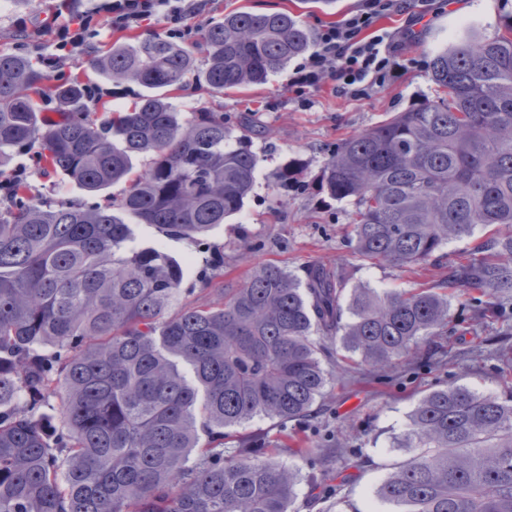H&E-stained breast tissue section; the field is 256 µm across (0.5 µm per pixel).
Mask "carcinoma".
I'll use <instances>...</instances> for the list:
<instances>
[{
    "label": "carcinoma",
    "mask_w": 512,
    "mask_h": 512,
    "mask_svg": "<svg viewBox=\"0 0 512 512\" xmlns=\"http://www.w3.org/2000/svg\"><path fill=\"white\" fill-rule=\"evenodd\" d=\"M288 11L246 8L192 43L159 36L112 45L93 71L135 83L134 107L98 118L96 92L55 87L58 119L25 94L48 76L0 52V512H288L294 469L224 440L256 417L298 421L329 382L334 339L382 369L446 336L450 297L471 318L504 321L512 299V19L493 38L463 28L431 58L436 99L336 142L320 188L355 204V254L415 268L452 240L474 241L437 286L379 293L314 266L300 278L264 264L206 304L180 302L182 264L133 244L130 225L198 239L239 214L257 156L230 139L224 113L187 117L167 95L187 76L221 92L261 85L309 52ZM204 54L206 65H196ZM40 142V174L89 193L120 182L116 204L28 193L13 158ZM144 170L128 180L133 160ZM300 166L278 169L288 186ZM350 320H343L344 312ZM59 398L60 425L40 410ZM414 453L384 481L402 512H512V391L451 385L424 394L402 444Z\"/></svg>",
    "instance_id": "carcinoma-1"
}]
</instances>
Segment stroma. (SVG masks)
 Returning a JSON list of instances; mask_svg holds the SVG:
<instances>
[{"instance_id":"obj_1","label":"stroma","mask_w":512,"mask_h":512,"mask_svg":"<svg viewBox=\"0 0 512 512\" xmlns=\"http://www.w3.org/2000/svg\"><path fill=\"white\" fill-rule=\"evenodd\" d=\"M357 4L358 0H209L205 11L192 17L190 24L199 29L239 8H273L300 15L313 30L340 20ZM60 7V0H0V50L30 56L38 68L46 70L51 87L74 79L97 84L99 92L89 101V111L131 107L133 89L100 80L89 65L90 54L52 68L47 64L53 52L51 35H44L36 46L24 38L19 22L41 25ZM511 16L512 0H456L444 14L420 27L410 50L430 59L462 22L479 24L482 33L492 37ZM291 76L286 70L265 84L220 94L192 83L172 91L182 111H221L234 135L245 136L259 159L256 185L243 214L233 223L215 226L206 237H166L153 225L135 224L131 227L134 241L145 247L162 245L168 254L184 261L183 285L192 289L193 300L200 303L206 299L200 291L201 277H208L211 287L228 291L240 287L256 267L266 263L299 275L312 265L340 266L350 289H409L444 279L447 269L430 263L412 271L391 262L363 264L351 244L353 204L331 200L318 189L336 141L434 99L436 87L428 69L412 70L365 100L336 95L326 85L305 104L289 92ZM293 159L304 171L301 185L275 187V171ZM37 161L32 150L12 162L13 168L29 173L34 194L97 203V196L64 177L40 176ZM450 314L465 333L435 336L422 344L421 352L430 357V365L401 359L376 374L355 356L333 364L327 399L312 417L294 425L298 437L323 449L326 464L314 466L288 455L277 422L256 418L237 427V444L264 448L265 458L298 469L292 512H390L388 505L377 501L375 491L410 454L400 442L417 400L426 392L451 385L496 395L512 389V370L504 371L500 352L488 344L489 329L472 323L460 301H452Z\"/></svg>"}]
</instances>
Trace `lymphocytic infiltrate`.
Masks as SVG:
<instances>
[{"instance_id":"1","label":"lymphocytic infiltrate","mask_w":512,"mask_h":512,"mask_svg":"<svg viewBox=\"0 0 512 512\" xmlns=\"http://www.w3.org/2000/svg\"><path fill=\"white\" fill-rule=\"evenodd\" d=\"M448 0H360L340 21L321 25L313 49L295 69L290 88L306 97L322 83H333L338 94L365 100L386 88L401 74L423 66L421 57L409 54L406 43L426 16L442 14ZM202 9L200 0H99L55 29L54 56L67 59L97 36L100 16L111 28L163 18L170 38L188 41L193 29L188 20ZM405 15L403 29L380 26L385 15Z\"/></svg>"}]
</instances>
